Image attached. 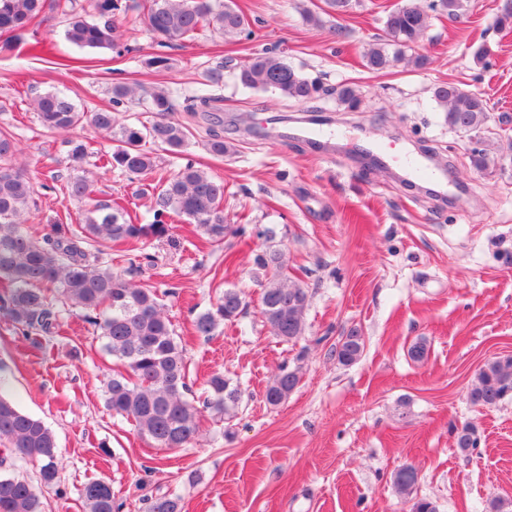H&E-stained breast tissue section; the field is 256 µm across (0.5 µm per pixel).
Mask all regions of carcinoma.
<instances>
[{
	"label": "carcinoma",
	"mask_w": 512,
	"mask_h": 512,
	"mask_svg": "<svg viewBox=\"0 0 512 512\" xmlns=\"http://www.w3.org/2000/svg\"><path fill=\"white\" fill-rule=\"evenodd\" d=\"M50 7L69 17L67 40L79 47L113 49L119 45L116 15L121 0H90L92 14L86 18L76 11L74 0H0V51H13L21 37L44 9ZM467 0H432L430 10L408 3L387 13L385 30L388 43L366 56L369 70L379 73L406 58L417 38L430 23V12L458 19L464 15ZM145 27L161 44L194 40L212 30L221 35L240 34L244 16L233 7V0H144L142 14L130 19ZM236 80L245 88L276 91L298 103L316 100L321 85L304 77L282 59L267 52L258 53L237 68ZM135 95L125 84L112 87V109L84 112L67 96L47 92L34 101V111L44 129L52 134L69 135L86 124L112 133L114 110ZM434 98L444 107L448 127L464 133H480L487 122L486 102L481 96L462 90L455 83L434 89ZM220 97L203 94L187 100L188 120H172L173 105L162 91L152 93L148 111L156 115L152 123L125 125L115 139L112 152L100 155L102 167L118 168L139 177L152 172L155 157L144 148L146 142L171 151L186 145L194 124H206L205 148L224 155V135L218 128L224 121L212 115ZM69 161L78 169L89 157V146L70 139ZM16 152L12 135L0 130V280L8 290L7 314L28 334H50L61 316L72 308L85 312V321L96 328V339L103 352L118 361L105 386V402L112 414L133 422L138 434L160 448H179L198 434L202 412L190 399L188 366L182 342L175 335L163 311L156 289L129 281L125 273L112 269L104 258L114 242L132 245L168 234L169 221L183 218L195 225L208 243L224 242L230 225L224 223V182L187 162L169 177H159L158 193L150 224H134L118 204L96 203L85 223L76 228L57 224L52 232L37 239L26 229L39 186L13 164ZM69 196L88 198L93 185L76 177L65 185ZM254 263L271 276L263 284L261 314L273 335L293 342L304 335L306 289L290 281L283 254L263 250ZM242 293L227 288L210 308L194 319L199 336H211L224 322L235 321L243 313ZM365 348L364 338L352 329L336 344V358L349 366L357 362ZM297 372L285 367L269 382L265 400L277 406L297 387ZM208 396L204 409L219 418L237 414L240 390L221 372L207 380ZM512 397V356L486 362L476 373L468 398L475 406L493 407ZM0 439L8 443L0 458V512H44L41 488L59 480L57 444L45 423L24 412L0 387ZM455 444L469 455L480 445L477 429L470 423L455 431ZM39 465V486L4 469L6 457ZM393 483L404 496H411L418 484V471L412 465L396 470ZM86 512H119L112 485L104 479L84 484L80 491ZM149 512H183L181 498L161 496L151 501Z\"/></svg>",
	"instance_id": "cac0c4a2"
}]
</instances>
